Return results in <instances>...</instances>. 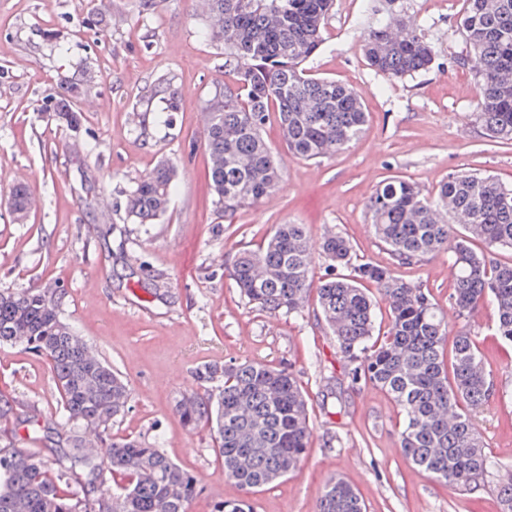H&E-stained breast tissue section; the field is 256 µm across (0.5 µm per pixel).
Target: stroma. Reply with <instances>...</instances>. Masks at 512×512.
<instances>
[{
    "label": "stroma",
    "instance_id": "obj_1",
    "mask_svg": "<svg viewBox=\"0 0 512 512\" xmlns=\"http://www.w3.org/2000/svg\"><path fill=\"white\" fill-rule=\"evenodd\" d=\"M465 8V0H334L307 68L363 94L364 129L335 157L304 160L288 153L270 117L263 137L283 160L280 187L227 220L210 193L203 130L208 99L230 77L223 48L200 38L190 0H112L103 20L90 15L88 0H0V288L65 289L66 319L131 390L113 436L162 439L198 479L190 512H213L222 498L248 501L253 512H317L337 477L361 493L367 512H501L491 487L454 490L404 459L398 408L343 369L316 293L300 317L271 315L241 300L224 271L238 248L288 222L306 225L315 241L339 232L359 259L394 266L366 209L384 181L403 178L426 193L464 172L512 184V142L489 139L475 116L477 78L462 62ZM389 22L414 25L432 43L428 70L390 79L368 65L363 37ZM57 40L70 45V55L54 51ZM160 81L178 92L165 125L153 120L165 98L149 91ZM67 87L79 90L75 130L43 109L47 95ZM88 142L94 151H84ZM162 162L175 166L178 179L166 215L156 224L126 222L119 207L125 192ZM20 183L41 200L22 221L7 205ZM395 268L448 307L447 255ZM463 325L449 322L453 331ZM464 326L494 380L476 422L494 459L510 467L512 344L494 334L492 303ZM245 360L292 371L314 425L299 467L258 489L225 477L208 426L185 430L172 412L196 387L193 368ZM0 395L18 417L32 407L54 416L58 393L48 360L0 347Z\"/></svg>",
    "mask_w": 512,
    "mask_h": 512
}]
</instances>
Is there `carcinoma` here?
Here are the masks:
<instances>
[{
  "instance_id": "obj_1",
  "label": "carcinoma",
  "mask_w": 512,
  "mask_h": 512,
  "mask_svg": "<svg viewBox=\"0 0 512 512\" xmlns=\"http://www.w3.org/2000/svg\"><path fill=\"white\" fill-rule=\"evenodd\" d=\"M461 22L466 62L480 86L476 119L485 134L512 142V0H466ZM333 0H202L199 36L224 46L233 84L208 100L204 129L208 178L217 208L227 219L278 188L282 159L262 136L277 115L295 158H330L362 132L366 112L360 93L334 80L313 78L304 64L322 44ZM368 64L401 78L429 68L434 47L407 27L397 36L377 26L364 35ZM45 107L68 128L82 114L63 97ZM174 167L161 163L127 191L126 218L153 224L176 191ZM26 186L13 188L12 212H28ZM378 240L399 265L448 253L455 270L449 303L467 322L485 298L496 309V335L512 343V263L492 253L512 250V187L478 173L454 174L430 195L413 182L382 184L366 205ZM484 246L481 252L471 244ZM324 263L318 282L320 315L336 338L344 369L383 391L403 415L398 440L403 457L442 484L466 490L493 485L512 512V470H502L485 448L476 414L494 382L478 342L465 328L448 340V318L429 291L389 266L356 260L339 233L315 244L302 224H276L262 245L241 247L228 264L240 298L253 308L302 315L313 285L315 257ZM379 291L389 327L373 339ZM62 289L32 285L0 289V346L45 356L58 391L52 425L35 411L25 417L28 441L67 435L64 452L22 448L0 432V512H188L200 492L197 478L170 458L159 440L112 436L131 392L121 375L62 314ZM451 351H446L447 342ZM203 392L182 396L175 413L182 425L211 427L224 475L248 488L266 487L293 471L313 435L308 402L290 370L256 361L207 364L194 371ZM128 478L114 492L108 476ZM214 512H252L243 500L215 502ZM318 512H365L358 492L332 480Z\"/></svg>"
}]
</instances>
